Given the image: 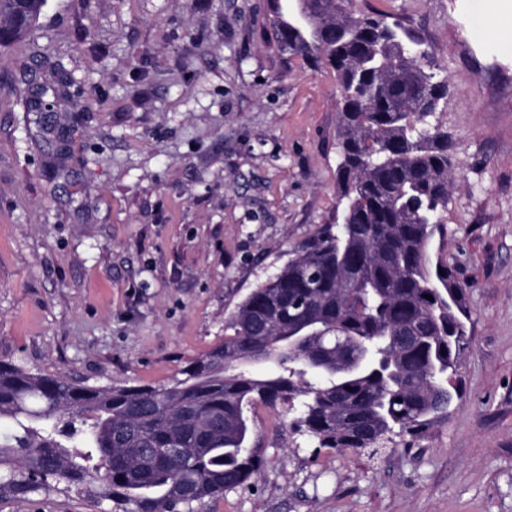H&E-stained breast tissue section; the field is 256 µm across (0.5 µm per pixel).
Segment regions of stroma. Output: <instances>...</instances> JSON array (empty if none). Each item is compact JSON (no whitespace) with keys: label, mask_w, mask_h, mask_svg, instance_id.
<instances>
[{"label":"stroma","mask_w":512,"mask_h":512,"mask_svg":"<svg viewBox=\"0 0 512 512\" xmlns=\"http://www.w3.org/2000/svg\"><path fill=\"white\" fill-rule=\"evenodd\" d=\"M447 78L459 160L432 260L469 291L448 421L373 455L256 406L251 487L195 512H512V0H352ZM270 0H46L0 51V359L159 385L339 224L333 72L281 53ZM0 512H98L64 490Z\"/></svg>","instance_id":"obj_1"}]
</instances>
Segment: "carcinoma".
<instances>
[{"label": "carcinoma", "instance_id": "carcinoma-1", "mask_svg": "<svg viewBox=\"0 0 512 512\" xmlns=\"http://www.w3.org/2000/svg\"><path fill=\"white\" fill-rule=\"evenodd\" d=\"M21 2L0 0V49L36 29L45 0ZM271 2L279 50L326 65L341 90L342 223L251 291L224 343L167 384L74 383L1 359L0 495L63 484L122 512H194L258 473V404L299 410L296 427L334 450L416 439L448 418L470 343L466 287L428 253L452 187L454 144L432 121L448 87L397 19L298 0L286 23ZM293 331L304 337L291 347Z\"/></svg>", "mask_w": 512, "mask_h": 512}]
</instances>
